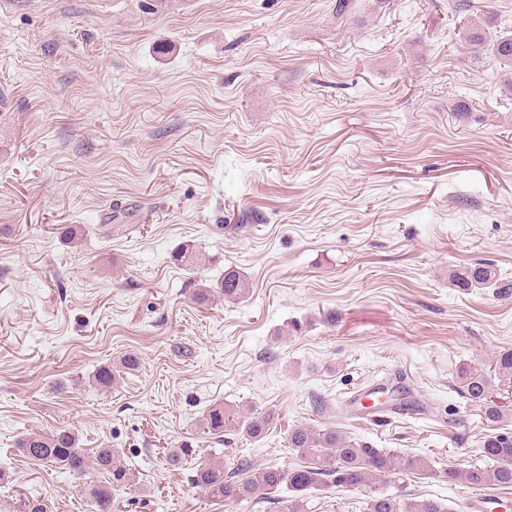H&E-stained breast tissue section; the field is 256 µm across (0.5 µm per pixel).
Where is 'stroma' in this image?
Wrapping results in <instances>:
<instances>
[{
  "mask_svg": "<svg viewBox=\"0 0 512 512\" xmlns=\"http://www.w3.org/2000/svg\"><path fill=\"white\" fill-rule=\"evenodd\" d=\"M0 0V512H90L25 457L73 431L136 475L121 512H268L195 487V448L292 469L298 426L432 460L388 492L469 512L490 433L458 369L512 349V0ZM194 245L204 265L174 261ZM237 302H198L225 270ZM138 355L109 388L96 372ZM394 398L377 417L361 387ZM273 416L255 441L207 409ZM318 491L309 512H364ZM453 277L459 288H476L498 281L494 269L480 263L461 270ZM219 293L224 295V300L236 301L244 297L246 288L240 275L234 270L224 272V277L217 286Z\"/></svg>",
  "mask_w": 512,
  "mask_h": 512,
  "instance_id": "stroma-1",
  "label": "stroma"
}]
</instances>
